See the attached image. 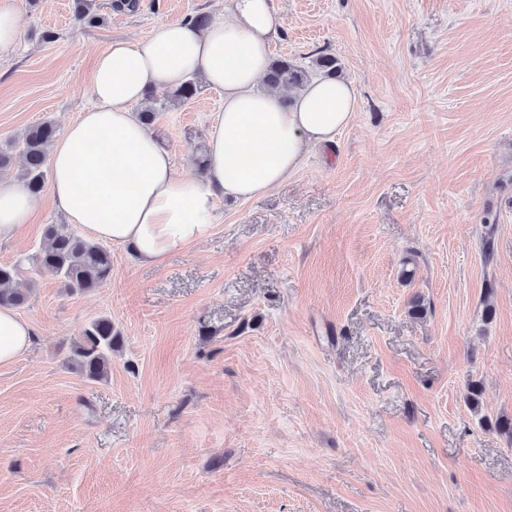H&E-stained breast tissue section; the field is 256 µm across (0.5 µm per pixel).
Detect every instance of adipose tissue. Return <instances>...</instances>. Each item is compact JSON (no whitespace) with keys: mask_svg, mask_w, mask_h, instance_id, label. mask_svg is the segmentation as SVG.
<instances>
[{"mask_svg":"<svg viewBox=\"0 0 512 512\" xmlns=\"http://www.w3.org/2000/svg\"><path fill=\"white\" fill-rule=\"evenodd\" d=\"M281 30L272 0H224L223 12L204 21L163 23L151 37L113 42L95 60L91 105L49 148L46 192L0 178V242L49 204L89 239L157 263L210 235L216 195H264L300 168L309 148H333L355 114L349 81L319 77L291 94L258 88ZM195 78L223 93L224 106L202 171L179 176L137 107L149 92ZM33 339L31 323L0 306V367Z\"/></svg>","mask_w":512,"mask_h":512,"instance_id":"adipose-tissue-1","label":"adipose tissue"}]
</instances>
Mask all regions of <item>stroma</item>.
Returning a JSON list of instances; mask_svg holds the SVG:
<instances>
[{
  "mask_svg": "<svg viewBox=\"0 0 512 512\" xmlns=\"http://www.w3.org/2000/svg\"><path fill=\"white\" fill-rule=\"evenodd\" d=\"M74 3L18 0L0 149L65 129L112 41L222 7L95 0L86 28ZM273 4L274 57L334 56L352 123L160 263L113 247L90 292L21 273L36 340L0 368V512H512V437L489 425L512 418V0ZM155 99L186 173L223 95ZM62 221L38 213L0 263ZM99 316L121 342L92 381L67 354Z\"/></svg>",
  "mask_w": 512,
  "mask_h": 512,
  "instance_id": "35a3bbf8",
  "label": "stroma"
}]
</instances>
